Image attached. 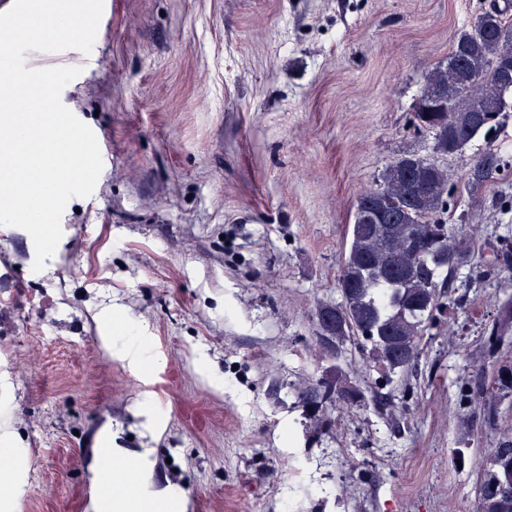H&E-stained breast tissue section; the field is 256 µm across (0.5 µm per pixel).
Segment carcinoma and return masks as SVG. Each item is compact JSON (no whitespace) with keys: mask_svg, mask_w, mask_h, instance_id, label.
Returning a JSON list of instances; mask_svg holds the SVG:
<instances>
[{"mask_svg":"<svg viewBox=\"0 0 512 512\" xmlns=\"http://www.w3.org/2000/svg\"><path fill=\"white\" fill-rule=\"evenodd\" d=\"M508 64L512 66V21L493 4L453 34L448 58L425 78L414 118L432 134L436 154L463 152L512 111V82L492 74L494 67ZM497 163L490 142L471 169L470 184L486 182ZM450 180L446 168L407 150L386 167L375 191L357 199L337 278L341 301L322 305L316 313L322 335L336 346V357L347 338L359 335L372 344L376 361L390 373L407 371L417 362L423 331L441 308L440 277L470 255L466 225L431 220L448 206ZM379 196L390 199L397 214L382 229L371 223ZM493 386L512 395V365L499 367ZM332 397L346 406L364 401L363 392L347 385L339 368L336 379L325 385L324 398ZM485 458L477 512H512V493L501 491L506 484L512 487V439L498 441Z\"/></svg>","mask_w":512,"mask_h":512,"instance_id":"cac0c4a2","label":"carcinoma"}]
</instances>
